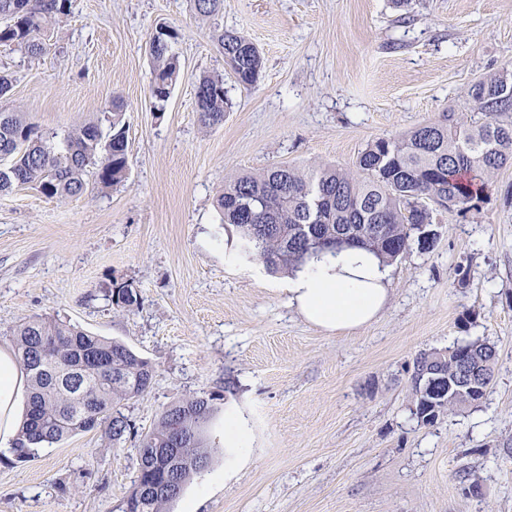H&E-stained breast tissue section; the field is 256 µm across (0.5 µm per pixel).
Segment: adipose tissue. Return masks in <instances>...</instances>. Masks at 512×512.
Here are the masks:
<instances>
[{
    "mask_svg": "<svg viewBox=\"0 0 512 512\" xmlns=\"http://www.w3.org/2000/svg\"><path fill=\"white\" fill-rule=\"evenodd\" d=\"M390 267L372 252L343 248L311 257L288 274V298L309 323L350 331L375 320L389 299ZM26 375L9 346L0 345V449L18 437Z\"/></svg>",
    "mask_w": 512,
    "mask_h": 512,
    "instance_id": "1",
    "label": "adipose tissue"
}]
</instances>
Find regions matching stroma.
Returning <instances> with one entry per match:
<instances>
[{"label": "stroma", "instance_id": "stroma-1", "mask_svg": "<svg viewBox=\"0 0 512 512\" xmlns=\"http://www.w3.org/2000/svg\"><path fill=\"white\" fill-rule=\"evenodd\" d=\"M173 27L181 77L150 98L148 43ZM254 42L263 70L239 85L213 40ZM512 70V0H67L50 46H0L13 77L0 111L38 131L125 105L129 177L82 195L0 194V344L46 316L118 340L155 369L123 408L138 434L170 404L214 396L208 467L169 512H512V164L467 211L437 214L430 252L393 262L379 318L347 333L306 323L288 277L240 250L216 207L227 179L280 164L351 168L358 153L444 112L479 120L478 80ZM221 74L229 108L198 121L195 82ZM128 286L137 306L113 305ZM463 340L493 344L483 399L434 424L411 413L413 361ZM240 413L246 447L224 445ZM138 441L96 427L0 464V512H123Z\"/></svg>", "mask_w": 512, "mask_h": 512}]
</instances>
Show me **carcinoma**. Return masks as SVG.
<instances>
[{
	"label": "carcinoma",
	"instance_id": "cac0c4a2",
	"mask_svg": "<svg viewBox=\"0 0 512 512\" xmlns=\"http://www.w3.org/2000/svg\"><path fill=\"white\" fill-rule=\"evenodd\" d=\"M198 15L211 17L224 0H193ZM67 0H0V46L17 45L36 56L64 14ZM177 32L160 26L149 40L152 62L150 96L161 112L180 77L172 51ZM216 41L224 64L238 83L254 85L263 67L262 53L248 38L221 31ZM471 109L483 120L469 125L440 122L407 133L380 138L359 153L355 168L319 165L307 171L290 165L224 183L217 207L222 222L233 225L241 251L272 273H286L311 256L336 249V237L365 247L388 263L412 248L428 252L425 228L434 223V206L468 210L481 201L490 177L512 162V71L504 70L473 84ZM199 121L208 127L224 122L228 99L224 77L202 75L196 81ZM99 123L73 129L59 145L39 132L22 112H0V193L33 186L48 197L78 196L88 168L99 183L112 186L128 175L124 104L112 102ZM112 303L122 309L138 304V294L123 286L112 290ZM15 350L29 382L26 418L12 457L14 466L35 451L107 424L112 444L132 433L124 403L143 395L154 369L127 345L86 333L48 317L35 316L13 333ZM481 363L482 380L465 392L455 379L458 363ZM496 351L487 341H472L444 351L439 362L422 353L411 380L413 413L425 425L463 402L480 401L494 376ZM214 412L212 398L193 397L169 405L138 448V476L124 512H167L188 482L209 463L204 431Z\"/></svg>",
	"mask_w": 512,
	"mask_h": 512
}]
</instances>
